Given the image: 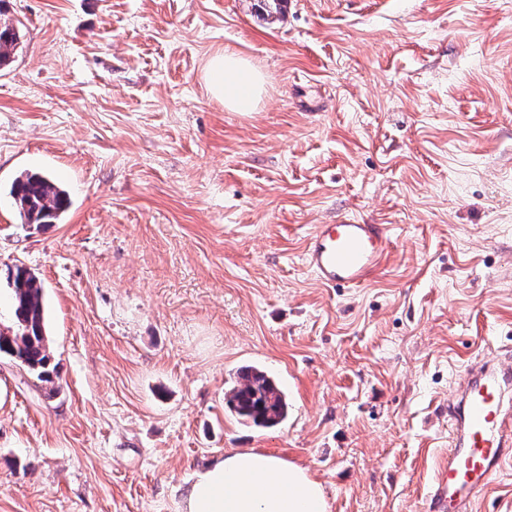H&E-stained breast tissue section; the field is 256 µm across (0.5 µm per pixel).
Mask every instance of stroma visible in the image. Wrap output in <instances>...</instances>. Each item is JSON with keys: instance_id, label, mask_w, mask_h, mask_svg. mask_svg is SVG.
<instances>
[{"instance_id": "1", "label": "stroma", "mask_w": 512, "mask_h": 512, "mask_svg": "<svg viewBox=\"0 0 512 512\" xmlns=\"http://www.w3.org/2000/svg\"><path fill=\"white\" fill-rule=\"evenodd\" d=\"M0 0V328L39 277L54 369L0 355V512H179L231 450L307 468L327 512H428L469 362L512 349V0ZM266 77L208 93L215 51ZM51 173L70 206L24 224ZM384 224L354 288L321 286L320 224ZM292 404L256 429L240 367ZM19 29L0 23V65L7 63L19 44ZM205 81L210 93L237 112L254 111L265 87V77L241 54L224 49L206 64ZM10 196L24 224H55L69 206L67 191L47 173L21 174L13 182ZM238 378L226 398L230 412L257 428L274 427L288 420L291 407L287 395L266 371L247 367Z\"/></svg>"}]
</instances>
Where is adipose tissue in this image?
Instances as JSON below:
<instances>
[{
    "label": "adipose tissue",
    "mask_w": 512,
    "mask_h": 512,
    "mask_svg": "<svg viewBox=\"0 0 512 512\" xmlns=\"http://www.w3.org/2000/svg\"><path fill=\"white\" fill-rule=\"evenodd\" d=\"M210 93L225 107L254 111L265 77L241 54L223 50L206 64ZM321 484L303 468L258 451L232 450L196 472L185 490L180 512H326Z\"/></svg>",
    "instance_id": "adipose-tissue-1"
}]
</instances>
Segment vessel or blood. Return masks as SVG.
<instances>
[{"instance_id":"1","label":"vessel or blood","mask_w":512,"mask_h":512,"mask_svg":"<svg viewBox=\"0 0 512 512\" xmlns=\"http://www.w3.org/2000/svg\"><path fill=\"white\" fill-rule=\"evenodd\" d=\"M382 224H324L305 243L304 259L327 288L356 287L377 271L389 248ZM512 366L472 362L448 400L454 433L440 465L430 512H472L506 466L512 464Z\"/></svg>"}]
</instances>
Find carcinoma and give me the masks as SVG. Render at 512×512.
Segmentation results:
<instances>
[{"label": "carcinoma", "mask_w": 512, "mask_h": 512, "mask_svg": "<svg viewBox=\"0 0 512 512\" xmlns=\"http://www.w3.org/2000/svg\"><path fill=\"white\" fill-rule=\"evenodd\" d=\"M19 29L0 23V65L7 63L19 44ZM13 205L24 224H55L69 206L63 186L47 173L26 172L15 179L10 190ZM12 326L0 330V354L18 361L37 380L53 382L47 345L43 287L27 267L17 265L10 275ZM230 412L257 428H270L288 420L290 404L283 389L258 367L238 374L237 384L226 398Z\"/></svg>", "instance_id": "cac0c4a2"}]
</instances>
